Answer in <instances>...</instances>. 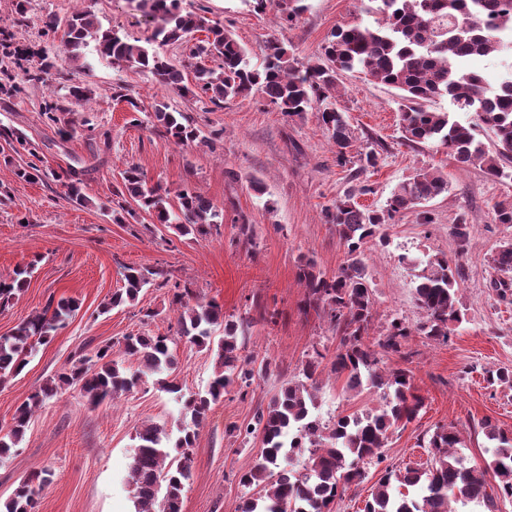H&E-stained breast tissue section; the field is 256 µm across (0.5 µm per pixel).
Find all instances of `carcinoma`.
Instances as JSON below:
<instances>
[{
    "mask_svg": "<svg viewBox=\"0 0 512 512\" xmlns=\"http://www.w3.org/2000/svg\"><path fill=\"white\" fill-rule=\"evenodd\" d=\"M144 10L154 23L146 45L130 42L127 35L103 25L92 7L78 9L65 19L49 14L42 20V36H61L64 53L75 63L73 73L86 74L94 58L150 73L165 89L179 96L205 99L215 108L224 101L254 91L261 93L283 115L304 119L315 110L320 125L336 147V161L344 165L355 139L345 112L332 102L339 76L357 71L402 93L399 121L404 137L415 144L439 143L464 168L478 166L491 177L512 176L502 161L512 160V63L510 72L494 85L481 74L465 70L460 61L507 51L503 37L512 34V0H368L363 12L374 22H355L334 30L321 55L299 68L290 61L284 41L267 42L261 63L253 64L246 49L220 22L208 23L202 5L184 9L180 0H129ZM259 11L275 4L291 23L301 7L299 0H252ZM205 39L191 43L196 32ZM183 49L187 58H207L213 67L198 66L188 79L186 63L157 51L155 46ZM0 49L14 67L23 70L21 80L0 65V99L26 94L28 87L58 76L70 81L69 96L87 102L94 95L85 80L65 76L43 51L0 30ZM447 100L458 111L472 112L491 128L498 150L491 154L477 140L472 128L450 119L449 112L429 103ZM154 118L178 145L188 146L200 133L171 104H155ZM68 197L88 202L85 182L73 170L54 173ZM448 193V180L440 172L420 169L402 181L380 210H372L348 193L324 209L325 222L335 226L346 248V261L332 277L305 263L299 280L307 292L306 306L323 313L339 338L330 371L345 379V391L382 389L385 404L365 413L343 415L331 424L321 422L318 408V371L325 355L314 351L302 364V378L287 380L264 409L258 410L245 429V437L261 439L259 461L239 475L245 489L239 512H330V505L344 491L362 482L363 466L384 460L392 430L416 419L425 405L410 372L394 369L384 374L383 357L405 354L409 337L418 333L447 342L453 325L462 322L457 307L456 278L447 259L430 258L416 275L415 298L423 321L410 328L392 320L386 332L366 341L371 322V287L363 257L364 245L381 227L421 204ZM118 194L129 197L155 224H166L180 236L205 237L224 223V213L207 197L190 191L178 193L172 206L159 186L151 185L137 165L122 175ZM494 267L512 272V243L499 246L491 256ZM29 271L0 276V306L12 301L27 285ZM162 278L158 287L172 291L177 306L174 335L129 334L123 337V356L137 363L135 371L112 358L113 345L99 346L93 355L81 356L16 409L12 422L0 428V456L22 440L30 418L60 391L77 387L94 407L130 392L142 376L155 374L157 384L176 395L181 406L180 436L170 442L166 431L146 423L136 431L137 444L130 465L129 484L136 512H182V492L192 475V449L212 404L230 388L249 387L255 372H268L271 362L254 368L253 358L241 354L238 332L250 321L233 320L215 300L190 304L192 292L164 272L127 267L124 287L112 294L104 310L135 301L150 277ZM79 309L78 303L61 298L23 319L6 336H0V381L18 375L38 346L48 343ZM224 336L214 339V332ZM185 338L214 353L218 371L205 392L184 393L170 380L176 370V339ZM491 460L478 464L459 452L463 440L453 426H438L427 441L426 467L386 468L366 501L364 512H457L452 504L481 507V512H500L499 504L512 501V433L488 419L481 423ZM308 454L303 472L290 469L293 457ZM50 470L33 471L23 479L5 504L6 512H35L36 490L49 483Z\"/></svg>",
    "mask_w": 512,
    "mask_h": 512,
    "instance_id": "cac0c4a2",
    "label": "carcinoma"
}]
</instances>
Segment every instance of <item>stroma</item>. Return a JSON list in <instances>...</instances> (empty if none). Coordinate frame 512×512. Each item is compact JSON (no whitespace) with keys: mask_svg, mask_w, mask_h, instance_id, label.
I'll return each instance as SVG.
<instances>
[{"mask_svg":"<svg viewBox=\"0 0 512 512\" xmlns=\"http://www.w3.org/2000/svg\"><path fill=\"white\" fill-rule=\"evenodd\" d=\"M205 4L209 18L222 21L255 62L262 59L266 41L278 37L291 58L308 63L336 26L361 18L360 0H306V10L288 27L276 9L257 13L248 0ZM76 6V0H31L18 31L32 45H41L43 17H64ZM92 7L104 26L129 38L142 41L151 34V25L131 0H92ZM89 81L96 90L94 102L81 112L58 113L53 122L43 116L42 105L51 98L65 99V80L0 102V130L31 142L44 168L82 172L90 197L80 206L53 179L19 178L18 169L30 157L0 139V274L9 276L27 265L33 270L27 288L0 307V335L49 300L72 299L80 306L19 375L0 383V426L10 424L28 395L97 346L138 332L174 333L177 311L169 289L153 284L135 304L107 309L112 293L124 285L126 267L164 271L237 318L260 302L279 317L273 323L254 320L245 331V352L277 367L256 376L247 392L231 389L212 405L193 448L192 477L183 495L182 512H238L243 495L238 477L260 454L259 441L245 440L239 429L283 380L298 379L312 351L329 357L336 351L327 318L303 311L305 290L298 280L307 260L329 276L345 261L334 226L324 220V208L350 191L360 205L382 208L399 183L427 168L447 175L449 187L447 195L427 205L432 223L406 214L382 227L385 245L364 247L373 290L369 336L377 338L395 318L410 326L422 319L414 295V264L435 256L448 258L459 269L457 298L465 318L447 342L414 335L409 357H385V367L410 371L425 408L391 433L383 464L366 466L363 481L337 497L331 512H363L385 467L426 463L427 439L437 426L459 429L463 453L479 463L488 457L483 420L512 433V387L487 379L489 370L512 367V294L499 296L490 286L497 276L491 255L502 243L512 242V224L495 219L497 204L512 202V179L488 178L474 166L460 168L439 144L407 142L398 120V90L356 72L342 74L337 105L354 130L353 152L373 149L380 154L378 167L368 170L354 160L338 165L336 148L315 115L288 120L256 92L213 111L192 97L168 92L145 73L103 59ZM119 90L136 98L139 112L115 99ZM160 101L180 110L202 135L221 131L220 141L174 144L154 126V106ZM103 131L111 135L109 144L90 146L91 134ZM132 164L170 195L188 189L212 200L224 212L220 233L184 238L140 211L115 223L114 191ZM255 181L260 190L252 189ZM365 185L370 188L366 194L361 191ZM461 219L469 231L463 247L452 233ZM244 224L252 231V243L232 245ZM175 355V376L184 391L205 390L215 375L211 352L181 339ZM319 381L317 413L323 423L383 404L384 394L377 389L346 394L342 379L330 371H323ZM144 423L163 426L171 437L179 435L180 406L153 376L97 408L78 389L62 390L34 414L23 440L0 459V512L20 480L40 468L52 476L37 498L36 512H136L128 473L135 432Z\"/></svg>","mask_w":512,"mask_h":512,"instance_id":"obj_1","label":"stroma"}]
</instances>
